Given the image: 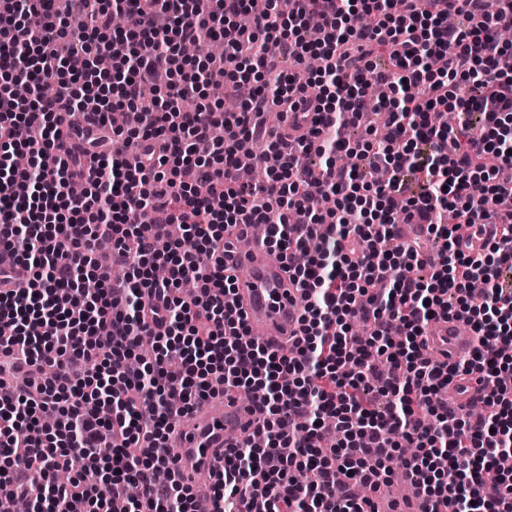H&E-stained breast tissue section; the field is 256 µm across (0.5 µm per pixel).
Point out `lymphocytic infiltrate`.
<instances>
[{
    "label": "lymphocytic infiltrate",
    "instance_id": "f902f5d3",
    "mask_svg": "<svg viewBox=\"0 0 512 512\" xmlns=\"http://www.w3.org/2000/svg\"><path fill=\"white\" fill-rule=\"evenodd\" d=\"M276 4L0 0V247L15 255L0 271V497H30L33 512H195L168 435L209 398L244 392L265 445L228 446L211 512H373L409 444L407 482L429 504L512 512L498 465L512 451V72L498 66L512 0ZM211 40L222 63L185 61L183 44ZM381 50L391 68L375 64ZM310 55L325 66L298 83L286 61ZM207 90L211 104L180 111ZM228 94L240 111H224ZM275 108L290 121L257 183L238 152ZM441 109L455 125L433 124ZM374 110L387 135L344 137ZM343 155L355 163L340 170ZM403 223L442 240L437 263L400 241ZM252 224L305 300L291 357L246 338L233 276L196 258ZM477 224L493 231L473 256L462 241ZM105 242L127 280L98 260ZM87 278L98 294L81 292ZM441 316L474 333L467 360L426 354ZM469 375L489 385L480 418L436 397Z\"/></svg>",
    "mask_w": 512,
    "mask_h": 512
}]
</instances>
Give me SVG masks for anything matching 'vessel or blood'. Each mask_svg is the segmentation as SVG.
<instances>
[{
  "label": "vessel or blood",
  "instance_id": "vessel-or-blood-1",
  "mask_svg": "<svg viewBox=\"0 0 512 512\" xmlns=\"http://www.w3.org/2000/svg\"><path fill=\"white\" fill-rule=\"evenodd\" d=\"M224 264L236 276V309L249 338L274 348L288 345L299 329L301 293L284 266L270 260L264 239L226 250ZM473 345L472 334L463 331L459 320L442 318L430 325L427 349L441 360L461 362L469 357ZM483 392L477 382L454 379L448 385V405L454 409L470 407ZM251 421L244 406L218 396L184 418L170 434L168 445L195 496H211L229 434L246 431Z\"/></svg>",
  "mask_w": 512,
  "mask_h": 512
}]
</instances>
